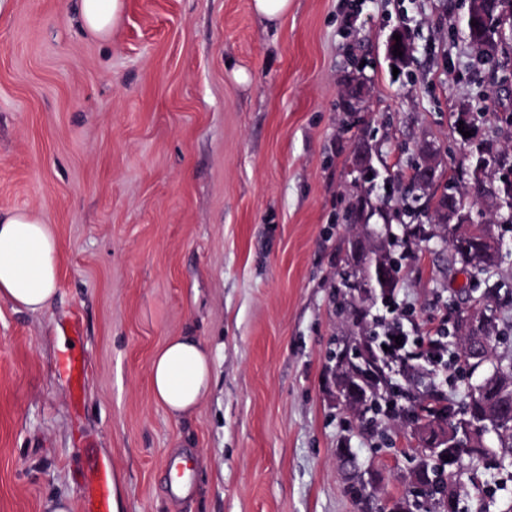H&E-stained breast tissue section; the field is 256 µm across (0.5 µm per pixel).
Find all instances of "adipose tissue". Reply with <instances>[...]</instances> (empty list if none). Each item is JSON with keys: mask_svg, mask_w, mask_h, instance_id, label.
<instances>
[{"mask_svg": "<svg viewBox=\"0 0 512 512\" xmlns=\"http://www.w3.org/2000/svg\"><path fill=\"white\" fill-rule=\"evenodd\" d=\"M124 7L123 0H81L86 29L109 37ZM60 245L53 227L32 210L0 214V298L36 313L55 295ZM212 379L208 352L193 336H175L156 352L150 365L155 400L173 417L191 415Z\"/></svg>", "mask_w": 512, "mask_h": 512, "instance_id": "1", "label": "adipose tissue"}]
</instances>
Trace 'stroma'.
Returning <instances> with one entry per match:
<instances>
[{
	"label": "stroma",
	"mask_w": 512,
	"mask_h": 512,
	"mask_svg": "<svg viewBox=\"0 0 512 512\" xmlns=\"http://www.w3.org/2000/svg\"><path fill=\"white\" fill-rule=\"evenodd\" d=\"M80 0L0 8V212L31 209L61 245L57 290L32 313L0 298V512H81L93 463L120 512H379L413 499L418 440L406 414L366 426L336 398L329 352L356 343L331 285L362 226L364 149L399 190L409 160L448 176L480 142L512 161V51L475 72L468 0H293L266 26L252 0H124L108 39ZM414 47L394 69L393 31ZM250 79L240 83L236 70ZM474 114L470 136L457 129ZM501 267L480 279L419 244L397 275L409 337L455 322L469 293L502 304ZM78 320L81 400L58 371ZM195 336L212 385L184 420L152 395L170 337ZM196 461L170 490L174 449ZM498 461L464 483L457 512H512Z\"/></svg>",
	"instance_id": "1"
}]
</instances>
